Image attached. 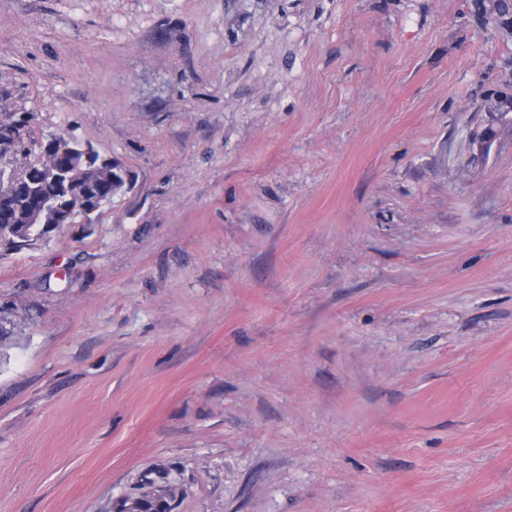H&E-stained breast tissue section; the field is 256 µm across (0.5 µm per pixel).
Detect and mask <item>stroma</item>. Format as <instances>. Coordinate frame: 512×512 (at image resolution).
<instances>
[{
  "mask_svg": "<svg viewBox=\"0 0 512 512\" xmlns=\"http://www.w3.org/2000/svg\"><path fill=\"white\" fill-rule=\"evenodd\" d=\"M465 0H0V114L130 186L0 249V512H512V39ZM478 111L488 112L490 115H500L501 112L508 114L512 112V93L498 91L494 94L484 96L483 103ZM156 474L163 480H166L168 488L167 492L174 500L177 497V493L181 496L183 494V490L181 489V485H177L175 480L169 478V473L164 471H150L145 473L139 481V484L136 485L133 489L138 492H134L132 496H128L124 498L123 506L127 504V502L137 496L147 497V494L143 493L142 490L146 489L149 486L154 484L153 477L151 475Z\"/></svg>",
  "mask_w": 512,
  "mask_h": 512,
  "instance_id": "35a3bbf8",
  "label": "stroma"
}]
</instances>
